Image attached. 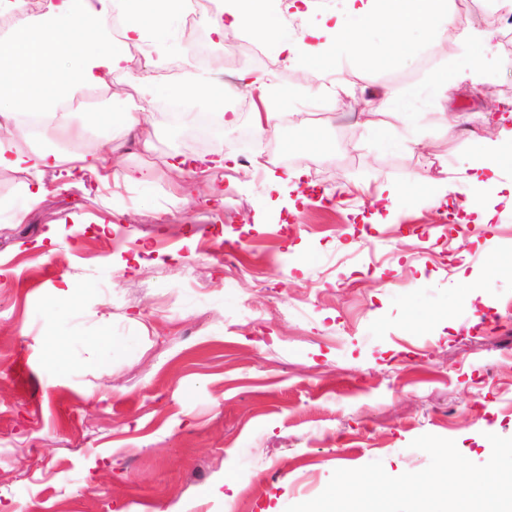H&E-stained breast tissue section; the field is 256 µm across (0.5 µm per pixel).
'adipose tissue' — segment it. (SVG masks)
Returning a JSON list of instances; mask_svg holds the SVG:
<instances>
[{
    "instance_id": "obj_1",
    "label": "adipose tissue",
    "mask_w": 512,
    "mask_h": 512,
    "mask_svg": "<svg viewBox=\"0 0 512 512\" xmlns=\"http://www.w3.org/2000/svg\"><path fill=\"white\" fill-rule=\"evenodd\" d=\"M189 0H45L36 13L24 15L6 39L0 40V170L29 174L22 207L38 203L46 192L45 176L73 178L92 174L100 184L130 181L121 170V147L112 137L113 128L135 131L140 113L148 112L158 90L143 81L139 113L108 108L89 113L86 121L96 127L92 149L81 148V133L72 126L66 105L82 90L109 88L116 73H132L134 59L129 46L140 48L144 57L161 63L167 55V20L184 12ZM339 12H318L315 0H290L287 10L275 12L270 0H224L223 10L209 21V34L223 44L228 32L256 30L272 40L284 68L324 72L321 91L339 98L342 79L329 67L339 58L367 55L372 39L392 44L413 30L431 36H451L456 42L482 43L492 49L489 29H459L453 24L448 0H344ZM122 17L120 35H113L112 22ZM305 19L299 37L288 35V20ZM242 85L256 92L258 103L252 117L261 137L279 133L277 112L283 94L272 72L240 73ZM40 117L46 127L58 129L74 142L73 150L22 149L31 140L30 117ZM512 156V128L500 127L496 139L485 138L476 162L465 180L471 185L489 182L498 175L502 159Z\"/></svg>"
}]
</instances>
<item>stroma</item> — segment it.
<instances>
[{"label":"stroma","mask_w":512,"mask_h":512,"mask_svg":"<svg viewBox=\"0 0 512 512\" xmlns=\"http://www.w3.org/2000/svg\"><path fill=\"white\" fill-rule=\"evenodd\" d=\"M183 30L169 21L162 66L116 76L129 106L144 76L166 91L189 71L220 81L273 69L284 134H255L247 91L237 125L203 138L156 99L155 152L113 132L123 167L150 169L149 182L111 190L87 176L18 224L10 206L29 176L0 171V512H285L338 469L423 470L430 458L411 443L425 434L482 464L489 435L512 438V202L484 188L492 217L475 224L466 186L437 206L408 194L391 211L376 190L471 165L512 104V36L495 38L489 90L446 102L418 94L483 48L414 32L380 47L383 65L337 60L366 102L349 109L317 97L319 72L257 55L254 31L216 47L223 67L203 68ZM380 91L412 110H377L367 99ZM312 107L326 116L306 140L291 114ZM275 151V174L298 169L301 186L348 193L305 204L240 170L206 180L164 165L180 152ZM229 244L250 276L225 265ZM137 255L139 271H124ZM493 257L506 272L490 271ZM61 288L72 302L52 308Z\"/></svg>","instance_id":"stroma-1"}]
</instances>
